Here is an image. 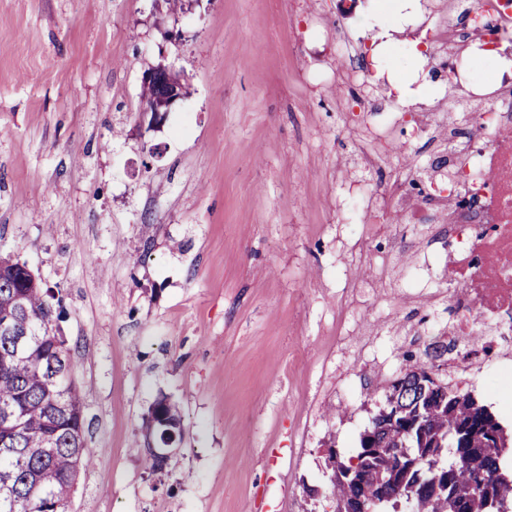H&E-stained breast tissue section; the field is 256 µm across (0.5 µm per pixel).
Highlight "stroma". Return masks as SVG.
<instances>
[{"label": "stroma", "mask_w": 512, "mask_h": 512, "mask_svg": "<svg viewBox=\"0 0 512 512\" xmlns=\"http://www.w3.org/2000/svg\"><path fill=\"white\" fill-rule=\"evenodd\" d=\"M398 2L0 0V256L61 298L86 396L92 465L67 512H326L328 448L354 455L405 352L425 361V327L453 317L429 227L366 235L346 199L437 156L363 168L349 91L322 81L344 64L325 37L340 22L396 61L364 98L459 111L411 50L435 0ZM161 61L188 88L156 130L138 101ZM410 78L417 97L388 95ZM499 381L466 385L510 430ZM162 397L182 436L152 474L143 419Z\"/></svg>", "instance_id": "obj_1"}]
</instances>
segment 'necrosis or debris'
I'll return each mask as SVG.
<instances>
[{
  "label": "necrosis or debris",
  "instance_id": "necrosis-or-debris-1",
  "mask_svg": "<svg viewBox=\"0 0 512 512\" xmlns=\"http://www.w3.org/2000/svg\"><path fill=\"white\" fill-rule=\"evenodd\" d=\"M509 35L512 0H454L431 37L448 53L434 69L436 79L451 95L465 92L471 49H496ZM332 39L337 54L350 62L337 71V85H365L371 77L359 65L365 43L354 42L339 26ZM346 113L359 132L353 146L369 168L377 164L379 149L405 137L430 144L438 129L447 127L442 167L420 179L399 168L378 190L353 195L352 208L362 224H381L396 214L418 221L429 216L447 237L448 257L438 272L456 311L439 330L448 344L449 373L465 377L493 360L511 362L512 81H501L489 101L472 112H427L407 119L362 101ZM463 126L469 127L468 135L460 134Z\"/></svg>",
  "mask_w": 512,
  "mask_h": 512
}]
</instances>
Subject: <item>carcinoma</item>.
Returning <instances> with one entry per match:
<instances>
[{"instance_id":"obj_1","label":"carcinoma","mask_w":512,"mask_h":512,"mask_svg":"<svg viewBox=\"0 0 512 512\" xmlns=\"http://www.w3.org/2000/svg\"><path fill=\"white\" fill-rule=\"evenodd\" d=\"M18 259L0 265V512H65L73 472L87 467L84 396L69 383L73 361L56 322L61 299ZM388 387L385 403L360 434L356 455L336 459L350 476L331 483L333 512H512V431L468 389L419 374ZM161 435L181 430L178 407L165 399ZM418 424L410 435L405 426ZM475 431L473 444L460 434Z\"/></svg>"}]
</instances>
